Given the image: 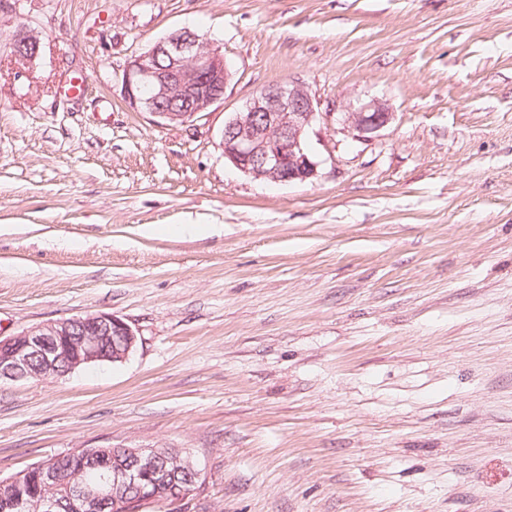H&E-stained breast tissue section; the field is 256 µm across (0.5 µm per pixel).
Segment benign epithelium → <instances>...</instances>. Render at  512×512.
<instances>
[{
  "label": "benign epithelium",
  "mask_w": 512,
  "mask_h": 512,
  "mask_svg": "<svg viewBox=\"0 0 512 512\" xmlns=\"http://www.w3.org/2000/svg\"><path fill=\"white\" fill-rule=\"evenodd\" d=\"M16 55L31 59L38 55L40 39L34 32L19 30L13 40ZM231 77L224 54L202 36L188 29L176 30L134 55L122 74L124 96L134 108L169 122L184 124L207 112L224 99ZM185 102L180 108L175 101ZM320 101L301 81L288 79L257 91L244 108L224 123L219 147L224 158L237 169L257 179L279 183L305 182L317 176L319 162L307 139L322 117ZM392 119L388 107L370 100L352 112H343L342 131L356 140H367ZM78 340H73V337ZM130 325L107 313L87 314L42 324L15 336L0 338V381H20L28 376L32 361H42L46 377H64L76 368L97 362H121L137 346ZM71 346L70 368L55 369L64 345ZM107 458L88 447L80 469L102 472L93 485L79 483L70 492L72 512H143L151 504H176L198 488L200 473L185 459L184 476L158 465L166 449L158 445L113 446ZM59 456L43 459L35 466L41 484L51 487L57 480ZM29 471L18 472L0 486L10 493L0 498V512H58L60 503L44 496L31 503L20 492Z\"/></svg>",
  "instance_id": "1"
}]
</instances>
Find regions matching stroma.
<instances>
[{
    "instance_id": "35a3bbf8",
    "label": "stroma",
    "mask_w": 512,
    "mask_h": 512,
    "mask_svg": "<svg viewBox=\"0 0 512 512\" xmlns=\"http://www.w3.org/2000/svg\"><path fill=\"white\" fill-rule=\"evenodd\" d=\"M181 28L232 76L169 124L122 73ZM287 79L326 113L318 175L256 180L218 143ZM373 98L391 122L342 133ZM91 313L136 348L1 382L0 479L158 444L202 470L182 512H512V0H9L0 336ZM13 48L16 55L21 56L22 58H35L40 50V39L34 32L26 29H20L14 36ZM25 48H30V51L26 52ZM31 48H34V50L31 51Z\"/></svg>"
}]
</instances>
